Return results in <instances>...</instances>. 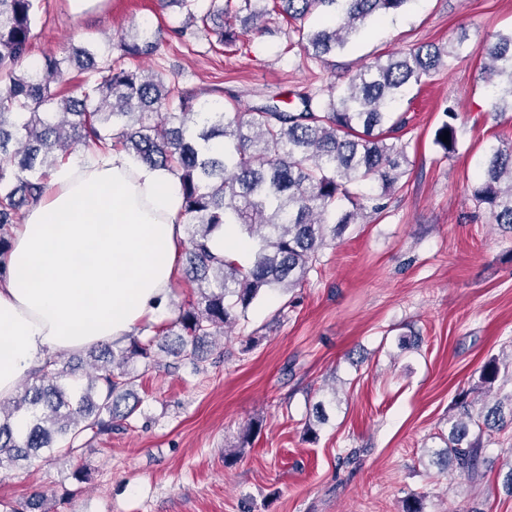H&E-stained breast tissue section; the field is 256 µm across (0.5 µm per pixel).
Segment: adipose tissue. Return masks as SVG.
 <instances>
[{
  "label": "adipose tissue",
  "mask_w": 512,
  "mask_h": 512,
  "mask_svg": "<svg viewBox=\"0 0 512 512\" xmlns=\"http://www.w3.org/2000/svg\"><path fill=\"white\" fill-rule=\"evenodd\" d=\"M52 185L12 229L0 279V400L47 357L161 320L185 241L178 179L126 152H84L55 168Z\"/></svg>",
  "instance_id": "ef3b65f1"
}]
</instances>
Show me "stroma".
I'll return each instance as SVG.
<instances>
[{"instance_id":"35a3bbf8","label":"stroma","mask_w":512,"mask_h":512,"mask_svg":"<svg viewBox=\"0 0 512 512\" xmlns=\"http://www.w3.org/2000/svg\"><path fill=\"white\" fill-rule=\"evenodd\" d=\"M175 17L164 0H102L80 15L69 0H42L26 62ZM235 26L236 51L169 37L141 66L246 110L274 93L288 101L344 89L392 52L462 41L473 55L398 103L409 145L401 187L386 197L373 182L358 188L382 197V213L329 243L302 287L263 293L201 369L182 362L138 380L131 428L0 476V500L43 494L51 512H401L417 493L423 512H512L511 423L484 433L477 482L428 455L443 449L454 403L482 365L512 351V232L471 199L488 145L512 143V112H493L479 55L512 32V0H408L321 60L291 46L281 18ZM450 105L458 120L449 154L434 135ZM320 401L328 420L309 441L303 427ZM238 446L243 458L225 463ZM353 448L357 462L339 465ZM81 465L90 476L79 484Z\"/></svg>"}]
</instances>
